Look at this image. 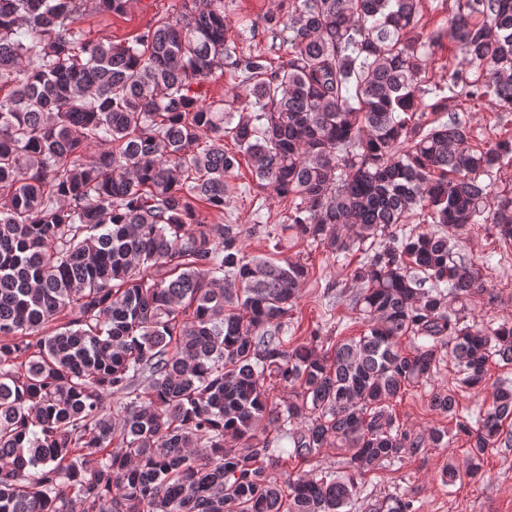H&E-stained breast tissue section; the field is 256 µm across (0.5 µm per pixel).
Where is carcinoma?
<instances>
[{"instance_id":"carcinoma-1","label":"carcinoma","mask_w":512,"mask_h":512,"mask_svg":"<svg viewBox=\"0 0 512 512\" xmlns=\"http://www.w3.org/2000/svg\"><path fill=\"white\" fill-rule=\"evenodd\" d=\"M89 6L125 0H0V512H349L368 473L448 445L400 425L409 387L449 361L457 386L430 406L456 416L458 389L512 366V323L467 320L483 285L456 252L475 224L512 242V189L494 190L512 138L473 146L459 116L482 98L512 112V0H448L429 30L423 0H280L274 70L231 50L224 0H183L119 44L74 27ZM446 45L462 67L432 87ZM226 68L246 99L206 101ZM240 153L289 201L281 231L363 251V335L290 344L305 264L247 257L246 231L198 209L224 214ZM420 216L436 230H405ZM276 385L295 390L283 410ZM457 429L475 477L512 447V385ZM322 448L348 471L283 492L275 474Z\"/></svg>"}]
</instances>
